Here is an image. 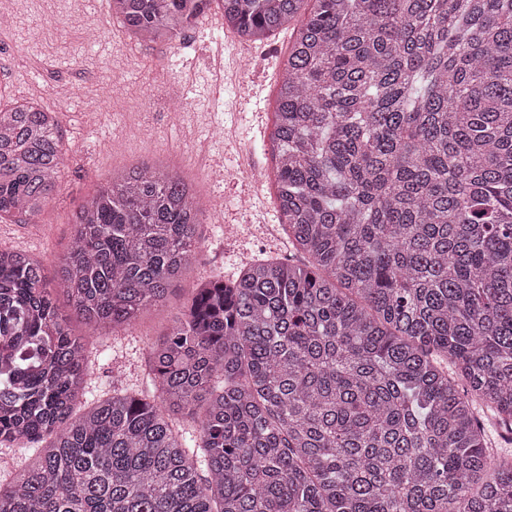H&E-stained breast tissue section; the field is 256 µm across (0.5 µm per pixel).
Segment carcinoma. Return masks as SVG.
<instances>
[{"mask_svg":"<svg viewBox=\"0 0 512 512\" xmlns=\"http://www.w3.org/2000/svg\"><path fill=\"white\" fill-rule=\"evenodd\" d=\"M210 0H109L181 43ZM248 41L293 28L271 132L297 259L201 281L150 386L77 415L92 369L52 292L127 333L206 212L168 168L112 176L43 264L0 249V444L35 445L0 512H512V0H219ZM58 115L0 106V221L51 200ZM198 418L191 438L177 415Z\"/></svg>","mask_w":512,"mask_h":512,"instance_id":"obj_1","label":"carcinoma"}]
</instances>
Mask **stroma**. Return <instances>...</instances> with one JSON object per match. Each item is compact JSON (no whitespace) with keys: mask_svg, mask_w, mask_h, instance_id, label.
<instances>
[{"mask_svg":"<svg viewBox=\"0 0 512 512\" xmlns=\"http://www.w3.org/2000/svg\"><path fill=\"white\" fill-rule=\"evenodd\" d=\"M80 10L97 15L94 37L71 22V12ZM223 20L214 2L173 48L130 40L108 0H15V22L0 31V80H7L8 96L57 112L69 147L52 201L34 223H0V248L35 255L53 274L71 248V214L132 165L168 166L193 182L208 205L197 255L178 289L126 335H92L66 297L56 295L90 352L93 375L80 406L111 396L117 367L122 389L144 388L150 348L181 310L190 284L232 279L247 264L289 253L269 135L291 32L246 42ZM164 59L171 68H161ZM175 90L184 91L193 113L179 128L167 123Z\"/></svg>","mask_w":512,"mask_h":512,"instance_id":"stroma-1","label":"stroma"}]
</instances>
